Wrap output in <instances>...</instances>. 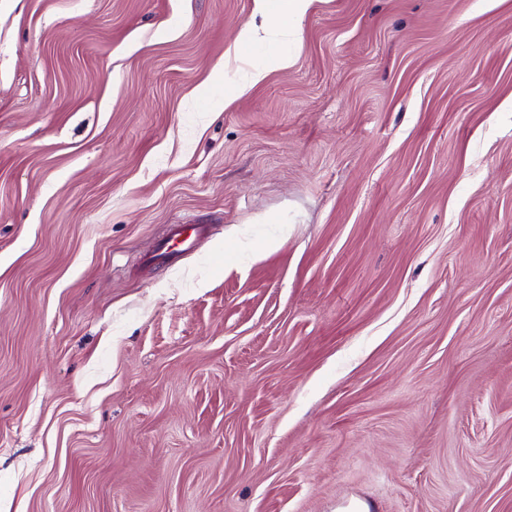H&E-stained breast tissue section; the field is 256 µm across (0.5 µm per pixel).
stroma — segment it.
<instances>
[{
    "label": "stroma",
    "mask_w": 512,
    "mask_h": 512,
    "mask_svg": "<svg viewBox=\"0 0 512 512\" xmlns=\"http://www.w3.org/2000/svg\"><path fill=\"white\" fill-rule=\"evenodd\" d=\"M252 11L0 0V512H512V0ZM315 0H254L253 19L240 30L238 41L241 44H251L259 30L267 34L297 38L299 30L297 21L302 18ZM260 17L259 24L256 18ZM207 228L200 224H173L167 237L161 240L146 261L152 265L172 263L175 254L192 251L199 239L206 234Z\"/></svg>",
    "instance_id": "stroma-1"
}]
</instances>
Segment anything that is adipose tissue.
<instances>
[{
    "label": "adipose tissue",
    "mask_w": 512,
    "mask_h": 512,
    "mask_svg": "<svg viewBox=\"0 0 512 512\" xmlns=\"http://www.w3.org/2000/svg\"><path fill=\"white\" fill-rule=\"evenodd\" d=\"M313 2L314 0H254V18L241 28L239 43H252L261 31L277 37H298L296 23L307 13Z\"/></svg>",
    "instance_id": "1"
}]
</instances>
